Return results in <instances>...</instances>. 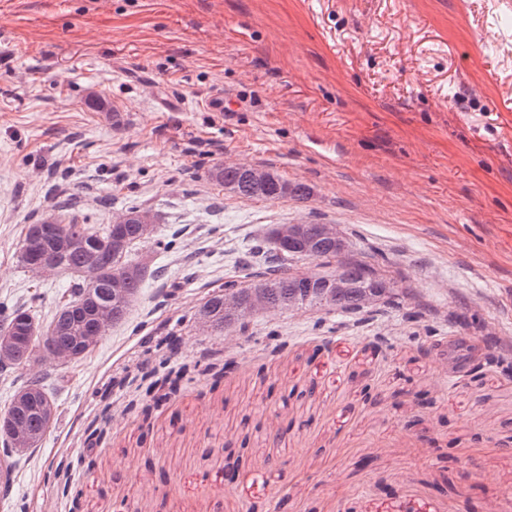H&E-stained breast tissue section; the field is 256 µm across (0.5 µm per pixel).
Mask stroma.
Masks as SVG:
<instances>
[{"instance_id":"1","label":"stroma","mask_w":512,"mask_h":512,"mask_svg":"<svg viewBox=\"0 0 512 512\" xmlns=\"http://www.w3.org/2000/svg\"><path fill=\"white\" fill-rule=\"evenodd\" d=\"M232 164L310 198L229 193L210 172ZM74 196L95 224L150 209L181 248H143L126 321L47 369L57 420L0 512H512V375L473 366L512 356L507 0H0V301L43 323L69 281L17 247ZM300 223L376 256L422 324L192 325L248 244ZM173 331L201 372L150 410L149 342Z\"/></svg>"}]
</instances>
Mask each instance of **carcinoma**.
<instances>
[{
    "instance_id": "obj_1",
    "label": "carcinoma",
    "mask_w": 512,
    "mask_h": 512,
    "mask_svg": "<svg viewBox=\"0 0 512 512\" xmlns=\"http://www.w3.org/2000/svg\"><path fill=\"white\" fill-rule=\"evenodd\" d=\"M244 165L217 167L211 171V177L224 185V189L247 198H261L275 201L291 197L298 201L310 198V188L304 183L291 184L283 180L276 172L266 171L267 180L261 186H254L244 178ZM78 199L73 197L64 208L70 214L59 219L56 237L64 239L68 248L61 256L59 273H68L74 277L73 284L62 296L65 303L56 305V312L46 329H41L30 306L8 301H0V332H7L20 316H27L29 331L27 343L22 345L15 356L14 363L0 366V381L15 383L21 376L19 369L36 361L37 345L48 348L65 344L72 339L77 329L92 320L90 298L103 301L107 298L112 259V226L81 224L76 220L74 210ZM128 222L123 229L126 240L124 263H130L132 248L143 243L138 234L137 225L145 220H153L146 209L132 207L127 211ZM333 260L336 268L329 273L314 272L299 274L290 271L293 263L300 260ZM239 265L248 270L244 278L230 277L224 281V292L235 294L248 300L253 293V285L259 282H271L274 287L266 289L267 297L273 307L279 311L301 308L325 310L342 315H359L376 305L398 307L402 304V289L396 283L378 273L375 264L358 258L348 251L346 240L339 242L322 239L305 250L300 246L291 252H284L268 236L255 242L245 251ZM140 273L127 284L128 301L117 308L115 323L126 320L131 307L138 299L146 279L152 275L148 262L138 263ZM339 276L348 283V288L336 294L330 300H323L320 293L327 288L334 277ZM208 320V329L213 336H222L224 331L237 326V321L224 313V297L208 298L197 312ZM26 383L39 387L26 405L8 404L5 412L13 414L34 429L41 426V406L54 398L46 391L41 377H29Z\"/></svg>"
}]
</instances>
